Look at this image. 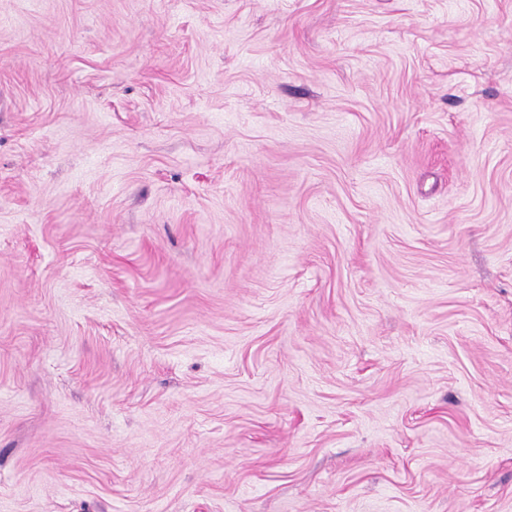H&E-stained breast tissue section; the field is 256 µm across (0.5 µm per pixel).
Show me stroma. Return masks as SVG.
Segmentation results:
<instances>
[{"label": "stroma", "instance_id": "obj_1", "mask_svg": "<svg viewBox=\"0 0 512 512\" xmlns=\"http://www.w3.org/2000/svg\"><path fill=\"white\" fill-rule=\"evenodd\" d=\"M0 512H512V0H0Z\"/></svg>", "mask_w": 512, "mask_h": 512}]
</instances>
